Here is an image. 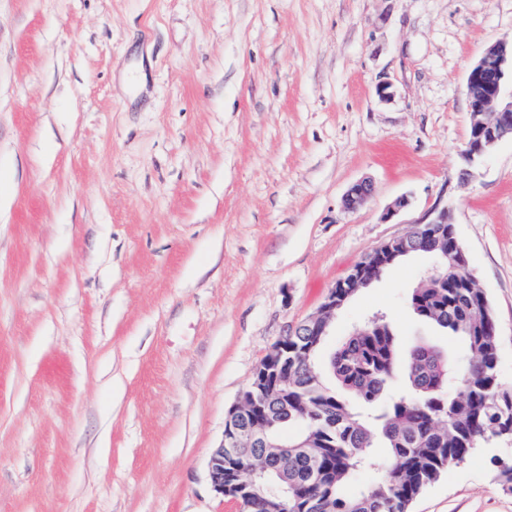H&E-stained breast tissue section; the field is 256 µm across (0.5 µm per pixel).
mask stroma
I'll list each match as a JSON object with an SVG mask.
<instances>
[{"instance_id": "1", "label": "stroma", "mask_w": 512, "mask_h": 512, "mask_svg": "<svg viewBox=\"0 0 512 512\" xmlns=\"http://www.w3.org/2000/svg\"><path fill=\"white\" fill-rule=\"evenodd\" d=\"M511 40L512 0H0V512H239L208 460L268 348L442 208L512 384V138L457 177L468 71ZM429 264L328 347L377 311L447 347L407 306ZM489 456L410 512H512ZM372 190L371 182L366 179L353 183L344 198L345 208L355 210L364 205L372 195Z\"/></svg>"}]
</instances>
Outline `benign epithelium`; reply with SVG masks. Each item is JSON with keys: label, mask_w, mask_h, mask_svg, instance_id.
Listing matches in <instances>:
<instances>
[{"label": "benign epithelium", "mask_w": 512, "mask_h": 512, "mask_svg": "<svg viewBox=\"0 0 512 512\" xmlns=\"http://www.w3.org/2000/svg\"><path fill=\"white\" fill-rule=\"evenodd\" d=\"M512 75V44L495 43L487 47L478 61L471 67L466 79L468 108L471 116L470 130L461 151L462 167L458 177L467 180L496 148L498 143L512 136V91L506 92L508 76ZM372 195V184L363 179L353 183L344 198L345 208L355 210L364 205ZM448 223V209L429 215L420 222L416 230L401 236H394L374 247L370 254L378 265L369 268L363 264L350 270V277L340 284L342 288H357L368 285L381 268L389 266L394 259L408 253L404 242L419 232H427L442 242V231L432 232L437 224ZM343 300L336 298V288L327 293L318 314L288 330L266 353L255 371L249 387L242 392L231 407L220 445L209 459V477L213 490L225 495L224 450L244 448L248 442L238 434L236 424L252 421L259 426L266 425L265 413L258 403L259 397L279 382L280 373L288 368V337L327 336L336 317V308Z\"/></svg>", "instance_id": "7a95c632"}]
</instances>
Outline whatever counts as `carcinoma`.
<instances>
[{"label":"carcinoma","instance_id":"obj_1","mask_svg":"<svg viewBox=\"0 0 512 512\" xmlns=\"http://www.w3.org/2000/svg\"><path fill=\"white\" fill-rule=\"evenodd\" d=\"M448 237V279L420 281L415 315L459 342L454 356L414 343L400 357L392 324L366 319L330 354L327 382L314 336L288 337V369L263 400L280 448H248L224 458L226 492L241 498L242 473L266 457L288 497L264 491L247 512H409L449 468L482 448L512 441V387L499 374L498 325L466 253ZM493 480L512 493V452L489 458ZM373 481L347 490L361 471Z\"/></svg>","mask_w":512,"mask_h":512}]
</instances>
